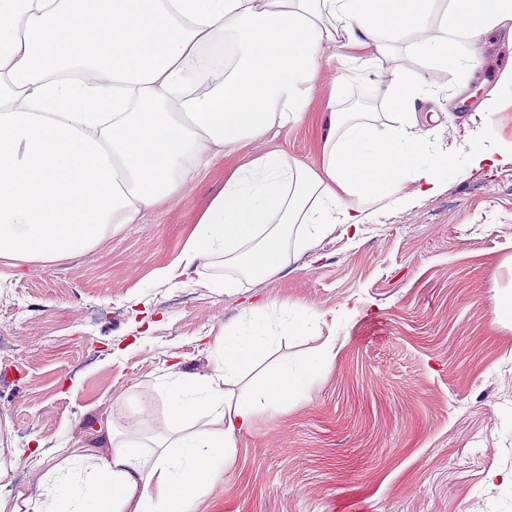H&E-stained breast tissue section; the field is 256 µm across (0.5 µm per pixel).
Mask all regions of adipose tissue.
<instances>
[{
	"label": "adipose tissue",
	"mask_w": 512,
	"mask_h": 512,
	"mask_svg": "<svg viewBox=\"0 0 512 512\" xmlns=\"http://www.w3.org/2000/svg\"><path fill=\"white\" fill-rule=\"evenodd\" d=\"M0 0V257L51 263L82 254L143 211L179 198L218 156L298 123L326 66L363 79L390 58L379 88L398 111L332 112L320 168L275 148L238 165L187 238L184 268L275 275L287 240L298 250L344 228L359 233L367 202L387 185L395 208L439 193L458 150L431 147L444 131L434 71L468 75L489 32L512 46V0ZM233 39V65L208 68L204 52ZM357 45L369 56L347 54ZM211 90L195 95L192 83ZM497 124L483 144L468 130L477 169H512V68L476 110ZM276 321L255 315L213 336L206 373L170 368L169 422L152 437L98 429L95 448L35 449L41 472L28 493L13 485L20 449L0 458V512H192L224 477L236 435L264 409L301 392L335 356L336 339L299 361L249 373L276 337L307 323L333 328L339 309L293 315L270 300Z\"/></svg>",
	"instance_id": "obj_1"
}]
</instances>
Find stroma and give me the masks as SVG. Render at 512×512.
Instances as JSON below:
<instances>
[{
	"mask_svg": "<svg viewBox=\"0 0 512 512\" xmlns=\"http://www.w3.org/2000/svg\"><path fill=\"white\" fill-rule=\"evenodd\" d=\"M509 66L512 47L490 36L446 138ZM335 81L326 69L302 122L217 157L180 198L90 252L43 268L0 258V448L94 445L102 419L127 428L144 398L153 411L139 430L164 428L161 376L174 364L205 372V335L235 327L253 302L304 313L354 302L332 333L277 339L278 355L298 360L332 335L336 356L306 391L237 433L223 482L195 512H481L489 494L496 512H512V487L491 478L512 472V323L492 316L512 289V170L460 168L410 210H383L357 237L330 234L276 275L229 291L210 285L228 277L222 263H178L244 157L280 148L319 166L328 98L340 112L380 111L372 83L338 92Z\"/></svg>",
	"mask_w": 512,
	"mask_h": 512,
	"instance_id": "obj_1",
	"label": "stroma"
}]
</instances>
